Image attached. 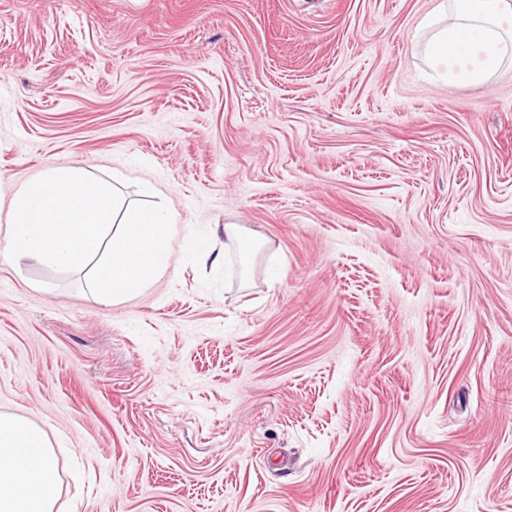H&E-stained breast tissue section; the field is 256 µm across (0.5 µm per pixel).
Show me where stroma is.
<instances>
[{"instance_id":"35a3bbf8","label":"stroma","mask_w":512,"mask_h":512,"mask_svg":"<svg viewBox=\"0 0 512 512\" xmlns=\"http://www.w3.org/2000/svg\"><path fill=\"white\" fill-rule=\"evenodd\" d=\"M442 3L0 0V192L177 218L104 305L0 214V413L59 512H512V59L440 78Z\"/></svg>"}]
</instances>
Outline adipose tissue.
<instances>
[{"label": "adipose tissue", "mask_w": 512, "mask_h": 512, "mask_svg": "<svg viewBox=\"0 0 512 512\" xmlns=\"http://www.w3.org/2000/svg\"><path fill=\"white\" fill-rule=\"evenodd\" d=\"M453 20L428 43L445 78L477 82L495 73L512 53V33L500 19L512 0H449ZM61 478L54 448L33 421L0 413V512H55Z\"/></svg>", "instance_id": "adipose-tissue-1"}]
</instances>
